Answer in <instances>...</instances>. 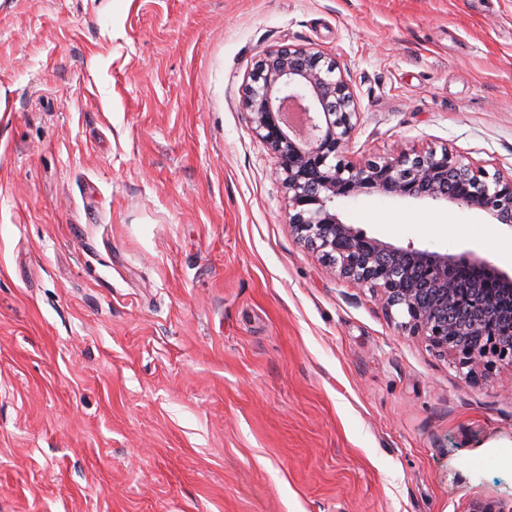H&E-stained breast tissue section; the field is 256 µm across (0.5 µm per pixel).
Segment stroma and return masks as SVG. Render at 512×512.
Returning a JSON list of instances; mask_svg holds the SVG:
<instances>
[{"mask_svg":"<svg viewBox=\"0 0 512 512\" xmlns=\"http://www.w3.org/2000/svg\"><path fill=\"white\" fill-rule=\"evenodd\" d=\"M336 62L351 159L512 172V0H0V512H467L512 499V366L468 375L295 238L243 88ZM512 268L465 207L335 204Z\"/></svg>","mask_w":512,"mask_h":512,"instance_id":"35a3bbf8","label":"stroma"}]
</instances>
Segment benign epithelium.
Returning a JSON list of instances; mask_svg holds the SVG:
<instances>
[{
    "instance_id": "benign-epithelium-1",
    "label": "benign epithelium",
    "mask_w": 512,
    "mask_h": 512,
    "mask_svg": "<svg viewBox=\"0 0 512 512\" xmlns=\"http://www.w3.org/2000/svg\"><path fill=\"white\" fill-rule=\"evenodd\" d=\"M244 89L252 133L273 154L288 189V223L336 274L380 293L407 316L405 326L470 373L512 366V270L474 251L396 246L344 223L336 200L381 195L450 203L487 214L512 230V174L464 164L443 147L353 161L358 112L350 82L320 52L282 46L255 62ZM305 116L292 125L288 110ZM467 512H512L477 500Z\"/></svg>"
}]
</instances>
